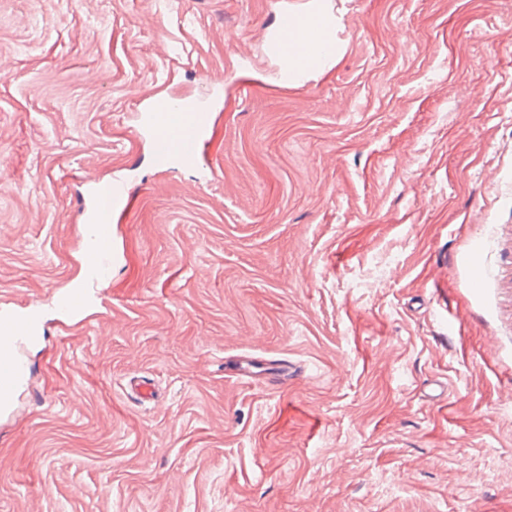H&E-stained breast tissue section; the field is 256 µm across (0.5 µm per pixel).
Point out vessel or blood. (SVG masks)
I'll list each match as a JSON object with an SVG mask.
<instances>
[{
    "label": "vessel or blood",
    "mask_w": 512,
    "mask_h": 512,
    "mask_svg": "<svg viewBox=\"0 0 512 512\" xmlns=\"http://www.w3.org/2000/svg\"><path fill=\"white\" fill-rule=\"evenodd\" d=\"M304 18L299 13H282L268 43L270 55L280 51L308 56L314 64H323L325 50L314 40L303 37ZM202 83L212 94L198 99H187L172 94L153 99L141 105L137 113L135 131L152 143L153 160L157 167L190 165L195 163L201 141L209 131L215 95L224 86L223 76L205 74ZM131 197V183L124 178L98 184L93 202L86 214L88 235L99 237L102 246L88 253L86 267L91 281H99L110 274L106 244L109 240L112 213L125 207ZM27 306L7 318H0V405L12 402L19 384L26 374L15 352L20 331L34 314Z\"/></svg>",
    "instance_id": "1"
}]
</instances>
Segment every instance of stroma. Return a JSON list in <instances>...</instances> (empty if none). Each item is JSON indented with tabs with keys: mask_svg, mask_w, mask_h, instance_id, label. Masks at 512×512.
<instances>
[{
	"mask_svg": "<svg viewBox=\"0 0 512 512\" xmlns=\"http://www.w3.org/2000/svg\"><path fill=\"white\" fill-rule=\"evenodd\" d=\"M0 0V512H512V0ZM229 79L196 166L141 100ZM131 176L85 279L89 178ZM253 377L232 372L243 360ZM304 14L306 30L320 41L322 45L329 50L331 55H333L334 52L337 53L339 50L337 43L334 49L333 44L330 42V28L333 15L327 5V1H311L309 8ZM302 13L283 12L267 43L270 55L276 56L281 50L290 53H298L308 56L316 65H321L325 60V50L314 40L303 37L300 32L304 29ZM288 67L296 68L298 72H305L310 68V62L297 55L288 53ZM36 312L35 306L23 307L2 319L0 317V405L9 406L19 384L26 374V366L21 364L15 352L19 332L27 320Z\"/></svg>",
	"mask_w": 512,
	"mask_h": 512,
	"instance_id": "obj_1",
	"label": "stroma"
}]
</instances>
